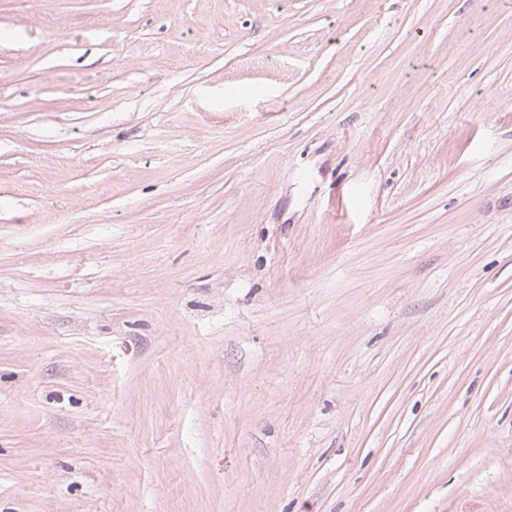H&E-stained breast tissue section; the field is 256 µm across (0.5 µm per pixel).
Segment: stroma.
<instances>
[{"mask_svg":"<svg viewBox=\"0 0 512 512\" xmlns=\"http://www.w3.org/2000/svg\"><path fill=\"white\" fill-rule=\"evenodd\" d=\"M0 512H512V0H0Z\"/></svg>","mask_w":512,"mask_h":512,"instance_id":"stroma-1","label":"stroma"}]
</instances>
